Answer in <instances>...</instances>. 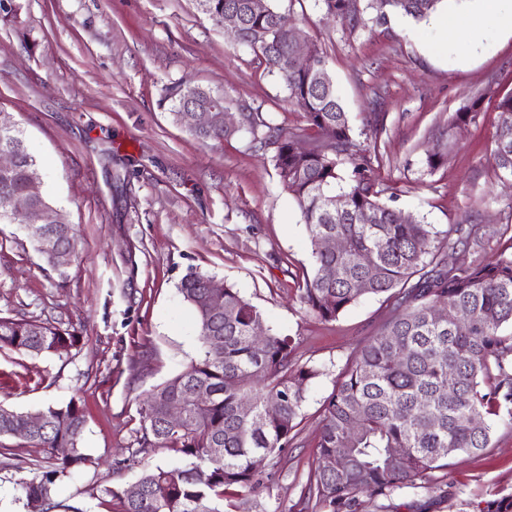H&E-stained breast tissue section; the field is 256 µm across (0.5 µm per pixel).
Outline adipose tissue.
<instances>
[{
    "label": "adipose tissue",
    "mask_w": 512,
    "mask_h": 512,
    "mask_svg": "<svg viewBox=\"0 0 512 512\" xmlns=\"http://www.w3.org/2000/svg\"><path fill=\"white\" fill-rule=\"evenodd\" d=\"M474 10H459L435 16L438 27L450 48L476 53L483 39L494 30L512 34V0H479Z\"/></svg>",
    "instance_id": "obj_1"
}]
</instances>
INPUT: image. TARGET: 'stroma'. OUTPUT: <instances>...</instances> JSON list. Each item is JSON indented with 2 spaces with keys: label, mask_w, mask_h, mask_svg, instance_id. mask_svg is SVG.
<instances>
[{
  "label": "stroma",
  "mask_w": 512,
  "mask_h": 512,
  "mask_svg": "<svg viewBox=\"0 0 512 512\" xmlns=\"http://www.w3.org/2000/svg\"><path fill=\"white\" fill-rule=\"evenodd\" d=\"M0 18V110L10 113L37 159L54 205L77 234L64 271L49 265L19 224H0V316L63 324L80 341L68 355L32 357L0 348V407L36 412L80 400L89 465L58 483L69 512H118L104 487L123 489L145 468L182 466L138 453L140 403L203 355L196 317L178 286L192 272L237 288L266 327L294 339L298 364L318 369L299 433L282 456L268 506L325 512L303 488L317 463L325 399L358 344L388 307L370 296L332 322L309 313L297 288L312 269L306 226L270 156L245 132L202 142L174 122L165 89L182 79L221 94L227 112L260 108L300 123L278 76L198 12L193 0H17ZM308 44L324 53L357 139L386 127L375 174L395 188L391 206L445 233L452 224L504 226L512 243V181L490 158L497 115L451 116L487 89L512 91V38L475 57L449 54L430 19L369 10L367 27L343 30L320 0H276ZM449 137L448 159L427 172L424 152ZM43 449L0 454V512H29L21 469ZM512 492V430L494 425L492 446L461 453L434 472L431 489L361 495L358 512H481Z\"/></svg>",
  "instance_id": "obj_1"
}]
</instances>
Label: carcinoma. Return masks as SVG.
I'll return each mask as SVG.
<instances>
[{"mask_svg": "<svg viewBox=\"0 0 512 512\" xmlns=\"http://www.w3.org/2000/svg\"><path fill=\"white\" fill-rule=\"evenodd\" d=\"M327 16L353 33L366 25L367 0H320ZM442 0H377L380 18L394 10L413 19L434 12ZM197 9L219 23L235 14L239 45L258 67L277 75L301 125L276 124L255 109L243 113L239 130L258 151L273 150L272 161L283 189L296 201L306 225L313 257L312 274L297 288L307 311L331 322L367 295L383 296L390 315L365 338L347 361L324 403L317 440L318 460L336 457V469L316 467L304 489L329 512H356L359 496L390 497L448 468L455 454L492 447V417L512 429V253L503 249L482 260L480 252L500 235L491 224H451L440 238L431 225L408 217L381 201L387 191L375 175L378 145L356 139L325 57L311 48L314 68L294 64V39L288 15L275 0H195ZM174 120L195 138L222 140L234 134L222 126L197 128L187 104L207 109L224 98L185 80L168 89ZM498 115L491 159L498 172L512 177V93L492 95ZM483 99L461 108L448 123H475ZM305 146L298 147V138ZM11 151L18 165L0 177V223L19 224L7 196L28 191V169L36 167L22 131L12 116H0V151ZM448 144L427 150L428 172L437 170ZM339 199L330 209L328 200ZM371 223H365V217ZM30 224H64L66 219L44 191L33 199ZM345 243L337 252L320 250L325 235ZM447 249L472 255L448 265ZM211 276L192 272L179 291L194 310L203 357L170 381L152 389L139 409L137 452L159 449L184 460L182 468L156 466L138 479L137 499L110 486L120 512H268L262 502L270 492L272 469L296 438L306 384L319 370L297 364L294 339L265 333L253 336L264 316L231 286H224V314L212 313L208 300ZM448 309L438 320L434 308ZM470 314L459 322L458 310ZM79 342L75 329L35 320L0 317V348L30 356L68 354ZM204 399L194 398L196 391ZM278 403L272 413L268 401ZM184 407L181 422L166 420L172 403ZM249 402L250 412L241 405ZM34 428L24 413L0 408L2 439L41 448L53 462L36 465L18 485L32 512L57 507L58 480L88 461L79 447L83 406L70 401L44 410ZM69 452L58 457L55 449ZM480 512H512V493L485 502Z\"/></svg>", "mask_w": 512, "mask_h": 512, "instance_id": "obj_1", "label": "carcinoma"}]
</instances>
